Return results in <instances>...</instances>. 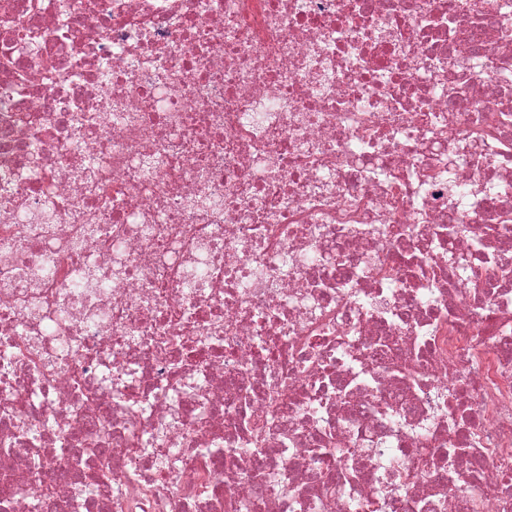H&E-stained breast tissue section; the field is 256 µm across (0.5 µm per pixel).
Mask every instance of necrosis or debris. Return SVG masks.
<instances>
[{"mask_svg":"<svg viewBox=\"0 0 512 512\" xmlns=\"http://www.w3.org/2000/svg\"><path fill=\"white\" fill-rule=\"evenodd\" d=\"M0 512H512V0H0Z\"/></svg>","mask_w":512,"mask_h":512,"instance_id":"necrosis-or-debris-1","label":"necrosis or debris"}]
</instances>
